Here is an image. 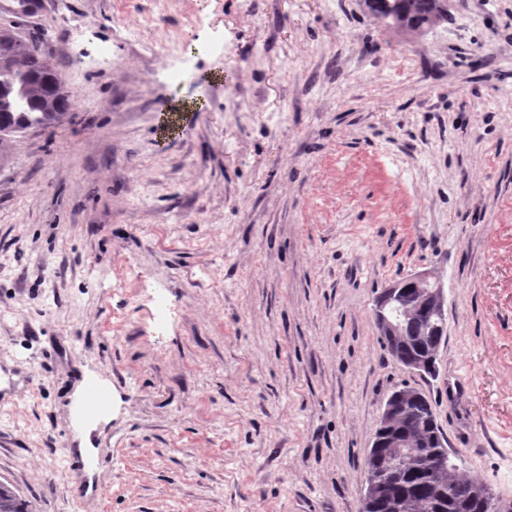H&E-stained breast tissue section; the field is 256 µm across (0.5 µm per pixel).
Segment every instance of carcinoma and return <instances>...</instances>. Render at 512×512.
Wrapping results in <instances>:
<instances>
[{
	"instance_id": "1",
	"label": "carcinoma",
	"mask_w": 512,
	"mask_h": 512,
	"mask_svg": "<svg viewBox=\"0 0 512 512\" xmlns=\"http://www.w3.org/2000/svg\"><path fill=\"white\" fill-rule=\"evenodd\" d=\"M447 16L446 0H401L391 26L420 32ZM72 93L61 84L56 66L33 38L24 39L12 25H0V154L11 137L33 127L62 122L71 105ZM424 304L413 302L401 317L403 336H386L390 355L406 364L428 349L434 321ZM396 420V430L407 442L405 448H383L386 455L403 461L397 476H383L382 498L374 512H392L400 503L404 512H487L473 494L480 477L454 470L428 474L425 464L434 447L429 442L428 421L433 414L426 396H406ZM0 512H29V505L9 483L0 482Z\"/></svg>"
}]
</instances>
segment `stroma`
I'll return each instance as SVG.
<instances>
[{"mask_svg": "<svg viewBox=\"0 0 512 512\" xmlns=\"http://www.w3.org/2000/svg\"><path fill=\"white\" fill-rule=\"evenodd\" d=\"M17 30L76 105L0 158V481L33 512H360L409 385L512 499V0L420 33L366 0H39ZM421 271L434 376L372 315ZM409 280L428 301L436 320L446 325L445 288L441 279L429 272H421L410 276Z\"/></svg>", "mask_w": 512, "mask_h": 512, "instance_id": "stroma-1", "label": "stroma"}]
</instances>
